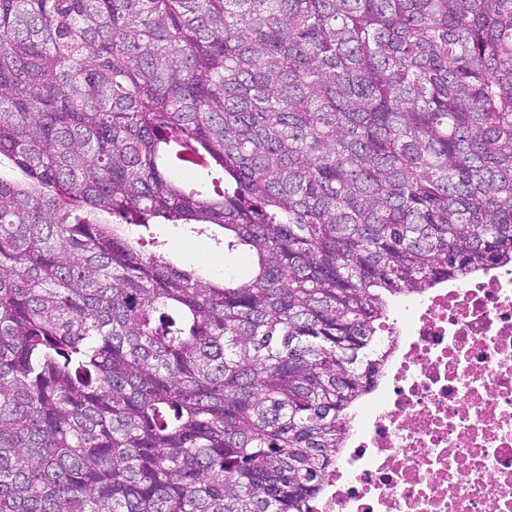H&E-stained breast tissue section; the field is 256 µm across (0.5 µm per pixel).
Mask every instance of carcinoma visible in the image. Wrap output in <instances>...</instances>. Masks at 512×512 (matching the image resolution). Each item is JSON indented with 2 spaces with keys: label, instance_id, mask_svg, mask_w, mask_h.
Listing matches in <instances>:
<instances>
[{
  "label": "carcinoma",
  "instance_id": "carcinoma-1",
  "mask_svg": "<svg viewBox=\"0 0 512 512\" xmlns=\"http://www.w3.org/2000/svg\"><path fill=\"white\" fill-rule=\"evenodd\" d=\"M5 161L0 512H314L393 298L512 262V0H0ZM165 246L164 249L178 267L190 270L197 266L198 256H210L211 266L224 273V264L237 267L242 274L249 270V260L246 255L238 252L225 253L224 249H216L211 239L206 236H194L183 231L181 225H162Z\"/></svg>",
  "mask_w": 512,
  "mask_h": 512
}]
</instances>
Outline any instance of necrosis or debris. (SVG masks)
<instances>
[{"mask_svg": "<svg viewBox=\"0 0 512 512\" xmlns=\"http://www.w3.org/2000/svg\"><path fill=\"white\" fill-rule=\"evenodd\" d=\"M316 512H512V264L402 298Z\"/></svg>", "mask_w": 512, "mask_h": 512, "instance_id": "necrosis-or-debris-1", "label": "necrosis or debris"}]
</instances>
